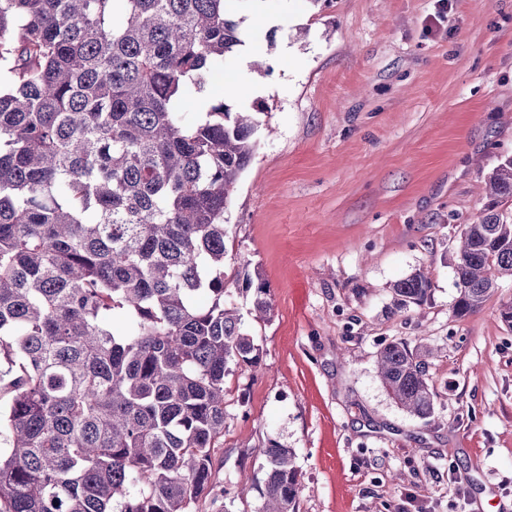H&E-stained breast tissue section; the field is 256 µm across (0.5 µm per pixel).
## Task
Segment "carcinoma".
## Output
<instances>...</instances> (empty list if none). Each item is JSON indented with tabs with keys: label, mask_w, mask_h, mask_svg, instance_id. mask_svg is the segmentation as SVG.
<instances>
[{
	"label": "carcinoma",
	"mask_w": 512,
	"mask_h": 512,
	"mask_svg": "<svg viewBox=\"0 0 512 512\" xmlns=\"http://www.w3.org/2000/svg\"><path fill=\"white\" fill-rule=\"evenodd\" d=\"M226 2L0 0V512H198L211 493L225 384L261 364L225 300V213L259 128L208 97L244 44ZM487 187L452 253L458 318L512 277V158ZM233 280L269 320L261 273ZM431 288L419 269L396 281L394 309ZM432 354L390 342L376 355L422 420ZM260 452L256 512H296L294 449Z\"/></svg>",
	"instance_id": "cac0c4a2"
}]
</instances>
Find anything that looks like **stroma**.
I'll list each match as a JSON object with an SVG mask.
<instances>
[{"label":"stroma","instance_id":"1","mask_svg":"<svg viewBox=\"0 0 512 512\" xmlns=\"http://www.w3.org/2000/svg\"><path fill=\"white\" fill-rule=\"evenodd\" d=\"M274 69L250 71L257 149L227 208L226 268L259 269L268 321L229 284L260 348L230 382L215 496L200 512H255L262 444L297 454L298 512H512V301L453 314L452 253L512 156V0H265ZM424 269L418 309L393 283ZM435 348L430 418L382 386L386 343ZM246 499H239L240 489Z\"/></svg>","mask_w":512,"mask_h":512}]
</instances>
